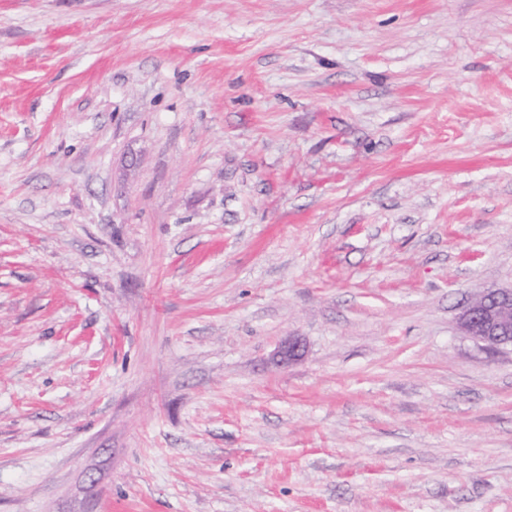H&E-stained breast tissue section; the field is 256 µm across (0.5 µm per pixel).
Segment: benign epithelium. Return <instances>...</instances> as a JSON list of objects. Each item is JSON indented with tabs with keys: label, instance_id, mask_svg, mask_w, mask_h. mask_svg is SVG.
<instances>
[{
	"label": "benign epithelium",
	"instance_id": "1",
	"mask_svg": "<svg viewBox=\"0 0 512 512\" xmlns=\"http://www.w3.org/2000/svg\"><path fill=\"white\" fill-rule=\"evenodd\" d=\"M461 333L485 347L512 349V289H489L477 295L460 313ZM305 344L299 336H290L278 347L279 365L303 358Z\"/></svg>",
	"mask_w": 512,
	"mask_h": 512
}]
</instances>
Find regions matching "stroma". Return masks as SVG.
<instances>
[{
  "mask_svg": "<svg viewBox=\"0 0 512 512\" xmlns=\"http://www.w3.org/2000/svg\"><path fill=\"white\" fill-rule=\"evenodd\" d=\"M509 288L512 0H0V512H512ZM458 327L485 347L512 350V289H489L460 313ZM305 354V344L299 336H289L278 347L275 356L279 365H288L299 361Z\"/></svg>",
  "mask_w": 512,
  "mask_h": 512,
  "instance_id": "stroma-1",
  "label": "stroma"
}]
</instances>
